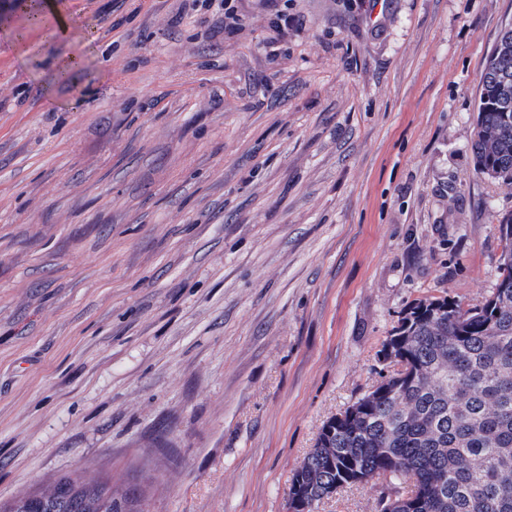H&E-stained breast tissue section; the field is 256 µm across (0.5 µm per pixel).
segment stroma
Masks as SVG:
<instances>
[{"instance_id":"35a3bbf8","label":"stroma","mask_w":512,"mask_h":512,"mask_svg":"<svg viewBox=\"0 0 512 512\" xmlns=\"http://www.w3.org/2000/svg\"><path fill=\"white\" fill-rule=\"evenodd\" d=\"M270 12L0 10V501L106 474L145 512H288L408 307L493 290L512 186L470 146L512 0H288L273 58Z\"/></svg>"}]
</instances>
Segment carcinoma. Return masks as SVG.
<instances>
[{
	"label": "carcinoma",
	"mask_w": 512,
	"mask_h": 512,
	"mask_svg": "<svg viewBox=\"0 0 512 512\" xmlns=\"http://www.w3.org/2000/svg\"><path fill=\"white\" fill-rule=\"evenodd\" d=\"M512 54L492 53L481 76L471 143L475 169L512 185ZM498 279L485 299L461 309L455 300H416L389 343L403 370L392 372L322 427L290 480L288 495L332 497L344 486L386 482L389 512H512V215L499 225ZM55 503L22 494L0 512H144L142 492L116 494L109 476L64 478Z\"/></svg>",
	"instance_id": "obj_1"
}]
</instances>
